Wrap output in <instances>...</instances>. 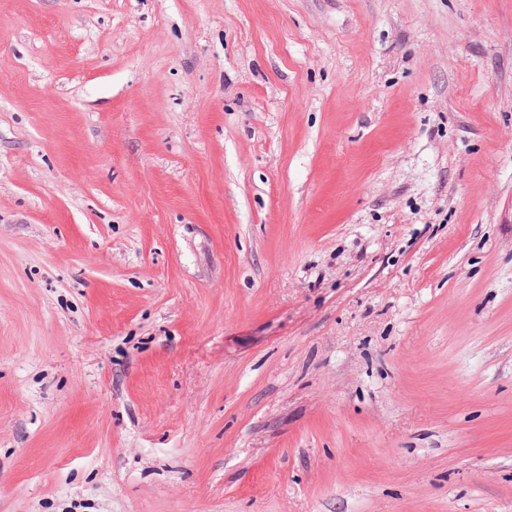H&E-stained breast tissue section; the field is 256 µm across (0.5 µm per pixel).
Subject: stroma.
Here are the masks:
<instances>
[{
  "label": "stroma",
  "mask_w": 512,
  "mask_h": 512,
  "mask_svg": "<svg viewBox=\"0 0 512 512\" xmlns=\"http://www.w3.org/2000/svg\"><path fill=\"white\" fill-rule=\"evenodd\" d=\"M0 512H512V0H0Z\"/></svg>",
  "instance_id": "1"
}]
</instances>
